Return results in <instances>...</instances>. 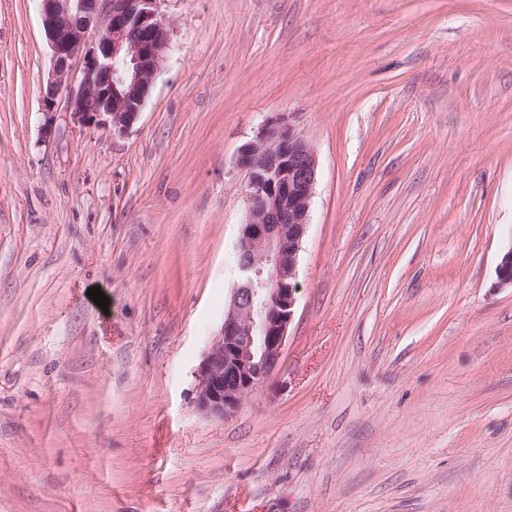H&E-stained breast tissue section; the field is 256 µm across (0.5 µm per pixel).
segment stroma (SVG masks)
<instances>
[{
	"label": "stroma",
	"mask_w": 512,
	"mask_h": 512,
	"mask_svg": "<svg viewBox=\"0 0 512 512\" xmlns=\"http://www.w3.org/2000/svg\"><path fill=\"white\" fill-rule=\"evenodd\" d=\"M159 12L136 122L62 95L47 134L40 5L0 0V512H512V0ZM278 119L318 158L295 316L222 419L195 372Z\"/></svg>",
	"instance_id": "1"
}]
</instances>
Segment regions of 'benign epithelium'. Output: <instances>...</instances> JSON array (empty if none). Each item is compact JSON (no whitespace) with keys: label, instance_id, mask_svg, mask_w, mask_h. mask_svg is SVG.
I'll return each instance as SVG.
<instances>
[{"label":"benign epithelium","instance_id":"7a95c632","mask_svg":"<svg viewBox=\"0 0 512 512\" xmlns=\"http://www.w3.org/2000/svg\"><path fill=\"white\" fill-rule=\"evenodd\" d=\"M39 2L53 59L42 98L44 128L52 127L56 98L65 93L75 124L128 129L170 46L160 0ZM92 27L98 36L89 44ZM76 61L81 79L74 85ZM237 165L248 177L246 220L237 243L240 280L196 375V406L220 418L236 412L280 363L295 313L299 253L318 161L296 129L279 120L243 146ZM497 275L499 284L512 286V247L501 256Z\"/></svg>","mask_w":512,"mask_h":512}]
</instances>
